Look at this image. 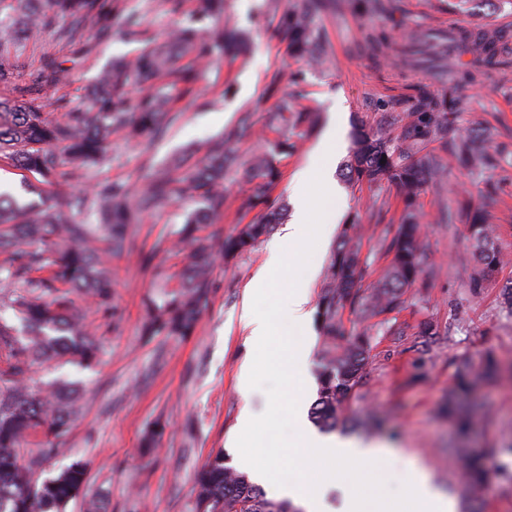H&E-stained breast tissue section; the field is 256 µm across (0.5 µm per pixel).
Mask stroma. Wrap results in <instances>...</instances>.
Masks as SVG:
<instances>
[{"mask_svg": "<svg viewBox=\"0 0 512 512\" xmlns=\"http://www.w3.org/2000/svg\"><path fill=\"white\" fill-rule=\"evenodd\" d=\"M299 0H224V14L241 33L238 52L215 55L202 69L190 93L170 89L180 119L160 139L136 143L123 134L112 135L102 163L81 175L70 166L47 184L24 174L0 158V188L22 201H42L69 213L79 224H94L91 210L73 211L72 195L91 192L108 179L125 183L131 191L145 186L152 173L164 169L178 154L200 160L209 142L249 116L255 129L267 124L272 106L266 98L271 80L295 96L300 106L315 112L313 132L300 129L289 136L297 147L283 157L282 179L273 196L277 205L291 209L289 182L304 166L329 120L334 104H342L348 125L363 123L373 132L398 137L400 124L391 116L405 112L425 97H440L447 75L434 69L414 76L402 71L391 53L372 54L366 38L387 33L399 37L414 25L448 31L461 25L497 31L500 21H512V7L486 16L484 9L464 13L448 10V0H393L382 15L360 13L352 7L326 10L319 26L334 56L327 69H311L306 60L289 54L285 43L273 37L278 16ZM140 16L143 39L161 42L178 25L199 15L202 0H125ZM90 53L79 57L53 32L28 41L22 53L11 58L15 78L0 84L1 99H16L22 87L32 88L51 117L62 118L56 106L66 98L73 109L83 108L89 85L112 58L133 56L139 45L113 29L109 39L87 33ZM55 58L61 70L56 81L39 78L40 60ZM501 82L477 79L468 87L474 109L459 113L449 136L478 122L488 123L491 136L485 146L497 165L474 176L449 164L441 188H424L419 209L425 224V260L406 304L388 315L371 338L370 358L360 385L344 405L345 425L340 438H385L401 450V459L388 463L389 477L380 485L364 486V470L348 475L340 489L365 490L368 496L399 498L404 494L401 470L406 460L425 465L432 480L454 492L459 512H512V307L506 303L512 285V68ZM253 133L239 151L224 178V217L207 225L203 233L221 245L239 225L251 221L240 212L239 198L253 153L264 143ZM348 207L341 221H358L361 238L363 287H371L388 264L387 245L401 222L396 191L383 186L387 206L381 217L370 216L369 188L346 189ZM483 206L503 257L495 273L481 287H471L481 264L473 253L466 224L438 223L442 204H455L461 196ZM200 198H172L132 225L128 249L112 257V303L121 315L120 329L92 306H84L87 322L100 336L105 353L90 370L71 364L38 363L27 374L32 384L44 387L57 380L80 382L90 405L65 438V455L44 461L49 472L72 460H82L90 484L105 489L108 512H193V479L212 450L223 449L230 466H237L234 444L244 400L237 389L241 364L250 347L242 325L250 301L249 285L266 260V242L247 254L217 265L212 274L209 304L192 335L182 339L144 336L148 318L146 300L167 284H176L183 269L181 250L170 242L186 216L203 208ZM435 331L432 341L421 335L424 327ZM498 365L497 376L481 384L475 398L480 403L474 431L460 436L441 408L461 364L480 369L486 356ZM164 426L156 449L143 448L145 432L155 423ZM481 448L493 476L483 495L473 496L461 479L462 449Z\"/></svg>", "mask_w": 512, "mask_h": 512, "instance_id": "1", "label": "stroma"}]
</instances>
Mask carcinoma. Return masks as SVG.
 Returning <instances> with one entry per match:
<instances>
[{
  "label": "carcinoma",
  "instance_id": "carcinoma-1",
  "mask_svg": "<svg viewBox=\"0 0 512 512\" xmlns=\"http://www.w3.org/2000/svg\"><path fill=\"white\" fill-rule=\"evenodd\" d=\"M342 5L343 0H306L302 9L282 14L273 33L288 43L293 54L321 65L325 52L317 18ZM223 16L224 0H206V10L196 23L181 25L168 41L148 44L132 58L115 60L103 68L89 88L90 105L65 112L61 121L49 118L36 97L17 102L0 100V154L47 183L65 163L76 168L97 164L104 158L114 131L122 130L134 141L161 136L179 113L171 111L169 98L154 91L157 81L166 78L170 85L190 92L198 80L196 64L224 52L225 42L235 37L234 29L226 26L213 32L202 27L205 19ZM115 22L128 37L140 36L139 21L125 11L122 0H0V82H11L10 53L18 51L25 41L56 28L74 53L85 55L84 34L94 30L107 37ZM382 47L390 49L407 71L415 73L437 60L462 54L482 55L484 67L490 60L499 68L509 64L501 40L479 30L464 29L446 41L420 29L401 41L385 36L370 39L369 48ZM475 79L466 68L458 78L448 81V89L440 98H426L419 107L404 113L402 134L395 143L362 127L354 132L353 148L341 173L343 181L351 187L393 186L403 205V217L388 247L392 258L376 287L369 291L358 288L362 262L355 223L344 229L325 268L318 300L324 335L322 371L311 414L326 431L340 424L343 404L359 386L370 351L368 331L350 338L344 335L342 311L348 308L369 324L399 308L419 276L424 247L417 199L425 185L437 186L448 174V166L426 151L427 146L441 142L448 154L476 175L493 162V156L480 149V137L467 130L451 142L445 140L457 113L469 110L471 101L463 88ZM131 83L145 91L132 113L128 112L126 97ZM276 110V118L294 126L310 119L309 113L286 97L278 100ZM248 131L244 120L238 130L210 146L203 160L193 165L174 160L135 198L125 184L105 180L97 183L91 197L74 199V208L89 206L95 211L98 228L116 254L126 249L129 226L157 203L178 193L206 201L207 208L189 214L178 233L190 247L183 281L180 287L168 289L152 301L144 335L187 336L206 307L216 258L211 244L197 236L198 225L213 224L219 218L224 208V167L235 151L236 139ZM288 148V141H276L249 161V189L242 207L257 211V215L224 240V257L254 249L279 223L272 191L281 178L280 157ZM460 218L467 222L471 246L483 265L472 281V287L480 288L486 274L497 265L494 236L484 212L469 201L457 203L454 209L443 206L438 222L453 224ZM94 233L90 226L74 224L50 207L23 204L0 192V288L11 294L26 332L17 336L13 327L0 324V351L10 358L7 367L0 370V512H67L70 503L76 501L82 502L84 512H107L105 495L91 488L80 460L41 480L34 478L41 460L58 453L80 412L82 392L69 383L36 392L24 382L32 359H63L84 369L99 363L101 341L87 330L83 315L75 307V295L90 299L98 311L112 314V330L119 327L117 314L111 313L112 281L104 259L92 246ZM473 386L474 374L464 364L452 395H465ZM37 434L43 437L40 457L20 463L16 449ZM464 472L474 491L483 490L490 479L476 452L466 458ZM193 493L194 512H301L290 502L267 498L261 487L227 465L222 448L211 451L197 471Z\"/></svg>",
  "mask_w": 512,
  "mask_h": 512
}]
</instances>
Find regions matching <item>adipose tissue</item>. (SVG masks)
Segmentation results:
<instances>
[{
    "label": "adipose tissue",
    "mask_w": 512,
    "mask_h": 512,
    "mask_svg": "<svg viewBox=\"0 0 512 512\" xmlns=\"http://www.w3.org/2000/svg\"><path fill=\"white\" fill-rule=\"evenodd\" d=\"M243 319L249 331L251 356L242 366L239 389L247 396L253 389L256 364L271 342L274 327L271 319L263 314L248 311ZM291 415L298 431L282 460L298 462L297 479L283 481L273 477L269 461L254 453H242L239 465L271 495L293 499L306 512H323L326 483L314 476L320 465L347 468L356 464H380L398 455L396 449L378 441L344 440L317 434L306 424L304 402L293 404ZM404 480L409 490L407 501L379 498L370 504L365 496L356 494L346 500L343 512H458L457 500L441 490L422 465L409 463L404 470Z\"/></svg>",
    "instance_id": "1"
}]
</instances>
